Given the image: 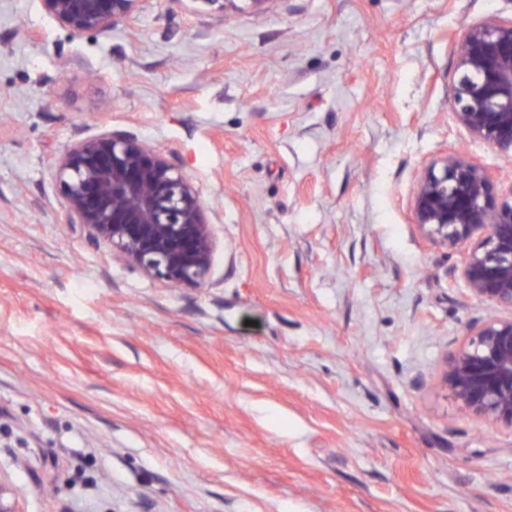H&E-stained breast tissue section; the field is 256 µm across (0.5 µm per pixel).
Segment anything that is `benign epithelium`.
Returning <instances> with one entry per match:
<instances>
[{"label": "benign epithelium", "mask_w": 512, "mask_h": 512, "mask_svg": "<svg viewBox=\"0 0 512 512\" xmlns=\"http://www.w3.org/2000/svg\"><path fill=\"white\" fill-rule=\"evenodd\" d=\"M138 0H41L75 37L111 29ZM452 89L457 122L512 155V19L472 25L460 41ZM62 223L112 259L168 287L199 286L211 274L213 224L193 181L152 144L104 128L83 135L49 162ZM421 233L463 253L460 273L476 297L512 311V186L496 190L479 165L448 154L421 175L413 200ZM461 409L512 427V317H490L447 362ZM19 491L0 476V512L18 510Z\"/></svg>", "instance_id": "1"}]
</instances>
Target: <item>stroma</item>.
<instances>
[{
    "label": "stroma",
    "instance_id": "35a3bbf8",
    "mask_svg": "<svg viewBox=\"0 0 512 512\" xmlns=\"http://www.w3.org/2000/svg\"><path fill=\"white\" fill-rule=\"evenodd\" d=\"M512 0H139L71 36L0 0V474L21 512H512V428L451 353L499 315L413 218L456 47ZM131 131L197 186L211 275L169 288L61 222L49 161Z\"/></svg>",
    "mask_w": 512,
    "mask_h": 512
}]
</instances>
